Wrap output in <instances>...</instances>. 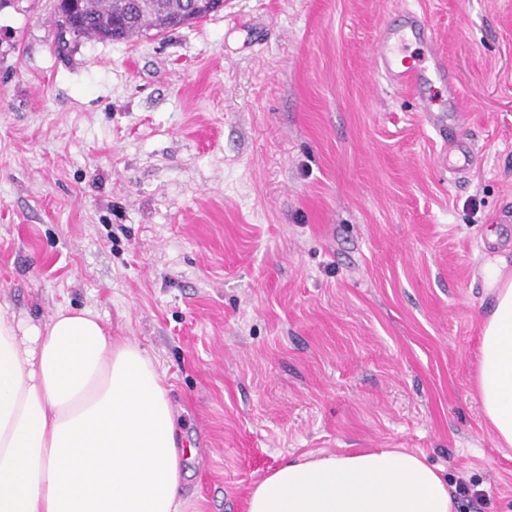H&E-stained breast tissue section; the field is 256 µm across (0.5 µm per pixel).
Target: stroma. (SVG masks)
Returning <instances> with one entry per match:
<instances>
[{
  "instance_id": "1",
  "label": "stroma",
  "mask_w": 512,
  "mask_h": 512,
  "mask_svg": "<svg viewBox=\"0 0 512 512\" xmlns=\"http://www.w3.org/2000/svg\"><path fill=\"white\" fill-rule=\"evenodd\" d=\"M56 0H0V299L94 307L138 341L186 445L185 512H244L291 457L403 448L512 512L473 377L480 268L512 260V0H224L57 50ZM423 12L459 90L464 183L370 68Z\"/></svg>"
}]
</instances>
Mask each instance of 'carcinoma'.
<instances>
[{
  "mask_svg": "<svg viewBox=\"0 0 512 512\" xmlns=\"http://www.w3.org/2000/svg\"><path fill=\"white\" fill-rule=\"evenodd\" d=\"M192 0H112L110 10L101 8L98 0H85L84 9L73 15L75 30L69 36H96L103 40L125 41L145 28L165 32L184 18L182 2Z\"/></svg>",
  "mask_w": 512,
  "mask_h": 512,
  "instance_id": "obj_1",
  "label": "carcinoma"
}]
</instances>
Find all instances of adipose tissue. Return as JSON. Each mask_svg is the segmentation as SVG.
Listing matches in <instances>:
<instances>
[{"label": "adipose tissue", "mask_w": 512, "mask_h": 512, "mask_svg": "<svg viewBox=\"0 0 512 512\" xmlns=\"http://www.w3.org/2000/svg\"><path fill=\"white\" fill-rule=\"evenodd\" d=\"M475 373L487 428L512 448V264L482 269ZM179 427L137 341L89 307L44 322L0 300V512H183ZM439 470L395 448L311 452L253 483L246 512H456Z\"/></svg>", "instance_id": "ef3b65f1"}]
</instances>
